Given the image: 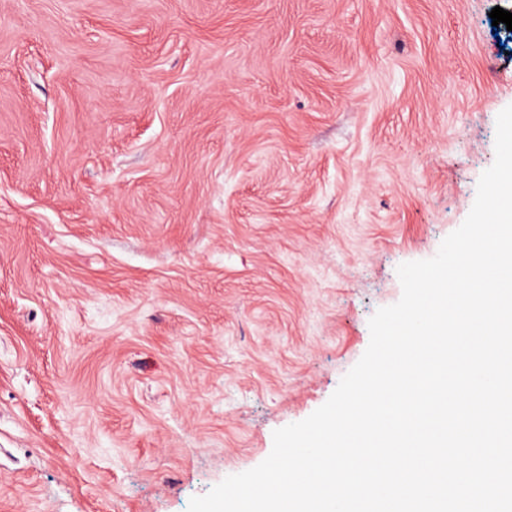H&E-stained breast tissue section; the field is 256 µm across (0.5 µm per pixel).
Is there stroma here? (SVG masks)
Here are the masks:
<instances>
[{"mask_svg": "<svg viewBox=\"0 0 512 512\" xmlns=\"http://www.w3.org/2000/svg\"><path fill=\"white\" fill-rule=\"evenodd\" d=\"M512 0H0V512H187L468 216Z\"/></svg>", "mask_w": 512, "mask_h": 512, "instance_id": "1", "label": "stroma"}]
</instances>
